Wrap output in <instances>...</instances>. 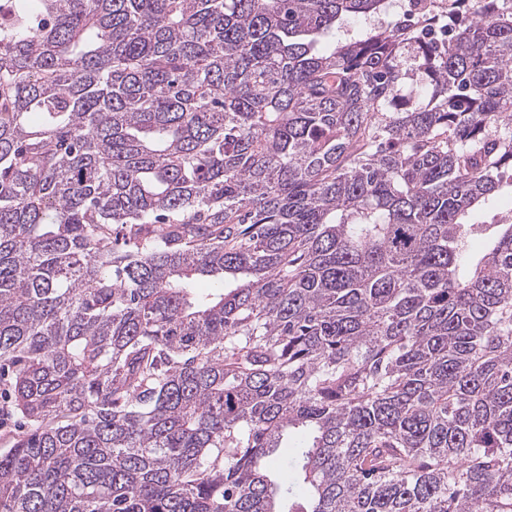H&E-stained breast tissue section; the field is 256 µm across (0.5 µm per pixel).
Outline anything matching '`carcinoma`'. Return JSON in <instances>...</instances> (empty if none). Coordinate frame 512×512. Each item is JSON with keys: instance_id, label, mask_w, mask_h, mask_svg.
<instances>
[{"instance_id": "1", "label": "carcinoma", "mask_w": 512, "mask_h": 512, "mask_svg": "<svg viewBox=\"0 0 512 512\" xmlns=\"http://www.w3.org/2000/svg\"><path fill=\"white\" fill-rule=\"evenodd\" d=\"M11 2L0 512H512V0Z\"/></svg>"}]
</instances>
